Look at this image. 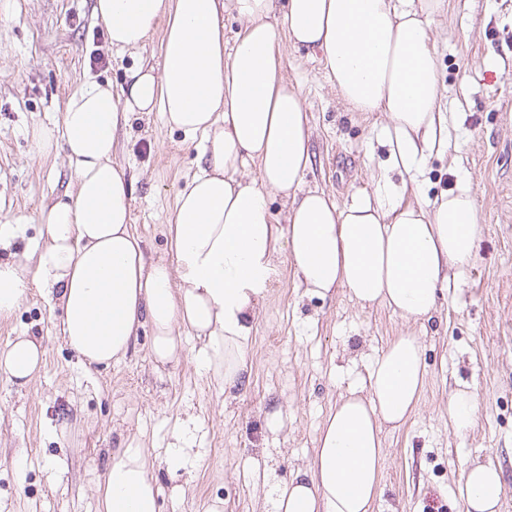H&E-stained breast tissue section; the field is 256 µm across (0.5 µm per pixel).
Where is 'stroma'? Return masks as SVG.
<instances>
[{
	"label": "stroma",
	"mask_w": 512,
	"mask_h": 512,
	"mask_svg": "<svg viewBox=\"0 0 512 512\" xmlns=\"http://www.w3.org/2000/svg\"><path fill=\"white\" fill-rule=\"evenodd\" d=\"M93 0H9L0 10V224L22 221L20 251L40 234L42 205L72 191L64 158H40L33 124L58 121L85 80L124 84L142 62L162 63V35L134 54L113 52ZM444 86L448 148L417 173L423 198L468 178L480 211L477 260L450 282L428 321L406 326L387 306H363L347 289L306 295L275 260L258 309L251 364L241 388L224 391L190 353L160 364L150 328L119 363L84 366L56 330L60 310L42 288L0 318V349L42 338V371L21 385L0 373V512H98L97 486L113 448L140 438L154 461L159 512H272L271 491L311 459L336 400L358 390L371 359L405 328L419 336L428 375L402 427L383 431L386 458L373 512H464L458 483L472 462L501 468V512H512V0H448L432 26ZM282 72L299 83L313 129L305 185L338 206L373 193L387 148L380 112L353 111L324 64L280 36ZM117 158L132 186V223L150 261L173 262L166 228L177 192L196 170L194 142L159 113H135ZM475 388L472 426L454 431L444 412L456 382ZM189 424L198 462L173 479L164 458L175 420Z\"/></svg>",
	"instance_id": "stroma-1"
}]
</instances>
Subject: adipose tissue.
Returning <instances> with one entry per match:
<instances>
[{
  "label": "adipose tissue",
  "mask_w": 512,
  "mask_h": 512,
  "mask_svg": "<svg viewBox=\"0 0 512 512\" xmlns=\"http://www.w3.org/2000/svg\"><path fill=\"white\" fill-rule=\"evenodd\" d=\"M446 0H94L118 53L141 50L163 32L161 67L142 65L126 87L84 83L59 122L38 124L37 154H64L74 192L37 215L30 252L0 260V316L30 286L53 289L59 331L85 365L127 355L150 326V354L168 363L198 340V366L219 387L241 386L257 307L275 256L300 287L321 298L347 289L361 305L384 304L405 322L428 319L450 280L476 257L478 210L467 182L439 198L406 202L408 184L380 185L350 205L303 186L311 131L297 84L282 74L278 35L320 56L341 97L382 112L388 163L411 171L448 145L430 28ZM245 25L224 47V15ZM137 112L198 141V169L177 194L168 226L175 264L147 262L131 224V185L114 159L118 132ZM254 163L253 177L240 170ZM286 202L276 218L271 197ZM40 338L0 350V372L25 383L44 364ZM427 365L406 331L370 363L369 391L341 396L322 422L313 457L274 491V512H373L385 448L383 428L413 415ZM147 448L136 439L112 453L98 486L99 512H158ZM500 469L473 463L459 494L465 512H499Z\"/></svg>",
  "instance_id": "adipose-tissue-1"
}]
</instances>
